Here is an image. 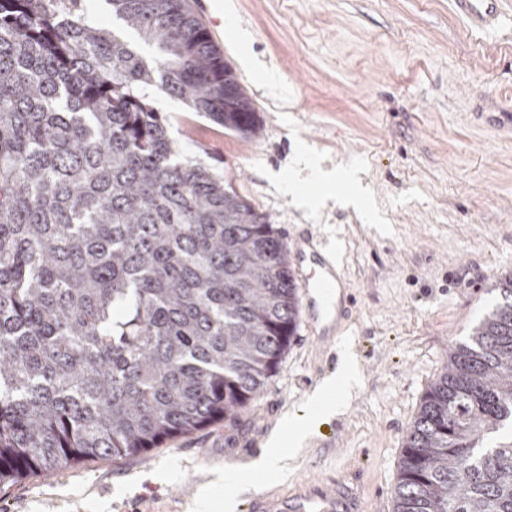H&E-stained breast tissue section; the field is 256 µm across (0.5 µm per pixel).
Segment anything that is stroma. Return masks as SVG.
<instances>
[{
  "label": "stroma",
  "instance_id": "1",
  "mask_svg": "<svg viewBox=\"0 0 512 512\" xmlns=\"http://www.w3.org/2000/svg\"><path fill=\"white\" fill-rule=\"evenodd\" d=\"M229 2L217 37L261 136L225 134L163 96L156 105L184 154L202 156L282 236L309 224L335 241L357 314L329 354L299 333L241 430L218 422L142 455L19 480L0 490V512H223L218 478L230 468L248 493L355 473L364 512H394L423 395L494 303L490 283L512 272V141L482 118L512 110V0L483 35L451 0ZM338 171L376 218L345 202V184L324 185ZM290 178L322 204H293ZM346 355L356 375L339 412L276 481L250 470L253 443L267 445Z\"/></svg>",
  "mask_w": 512,
  "mask_h": 512
}]
</instances>
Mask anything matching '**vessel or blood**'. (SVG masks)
Masks as SVG:
<instances>
[{"label":"vessel or blood","mask_w":512,"mask_h":512,"mask_svg":"<svg viewBox=\"0 0 512 512\" xmlns=\"http://www.w3.org/2000/svg\"><path fill=\"white\" fill-rule=\"evenodd\" d=\"M456 13L470 28L486 31L499 23L503 0H453ZM289 252L301 286L304 322L315 340L332 343L338 330L353 314L354 302L334 254L325 251L310 234L299 233ZM244 512H360L352 491L329 483L291 495L274 491L251 494L243 503Z\"/></svg>","instance_id":"1"}]
</instances>
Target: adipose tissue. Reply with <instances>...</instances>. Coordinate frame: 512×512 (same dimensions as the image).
<instances>
[{
  "label": "adipose tissue",
  "mask_w": 512,
  "mask_h": 512,
  "mask_svg": "<svg viewBox=\"0 0 512 512\" xmlns=\"http://www.w3.org/2000/svg\"><path fill=\"white\" fill-rule=\"evenodd\" d=\"M350 379L349 367H341L335 379L328 381L315 392L309 409L289 413L285 418L287 440L272 439L267 450L252 462V470L267 475L279 473L283 467L284 449L295 450L306 444L319 422L340 406Z\"/></svg>",
  "instance_id": "ef3b65f1"
}]
</instances>
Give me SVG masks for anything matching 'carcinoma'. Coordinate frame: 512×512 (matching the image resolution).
Here are the masks:
<instances>
[{"label": "carcinoma", "instance_id": "cac0c4a2", "mask_svg": "<svg viewBox=\"0 0 512 512\" xmlns=\"http://www.w3.org/2000/svg\"><path fill=\"white\" fill-rule=\"evenodd\" d=\"M0 0V488L245 425L301 322L272 218L167 132L257 110L187 0ZM404 438L395 512H512V272ZM88 8L94 13L96 18L102 23L108 25L112 28V26L118 30H121L124 33V36L132 41L137 47L143 51L144 53L151 54L152 49L146 45H144L136 36H134L131 32H126L121 25L119 20H116L112 17V10L110 6L104 0H89Z\"/></svg>", "mask_w": 512, "mask_h": 512}]
</instances>
